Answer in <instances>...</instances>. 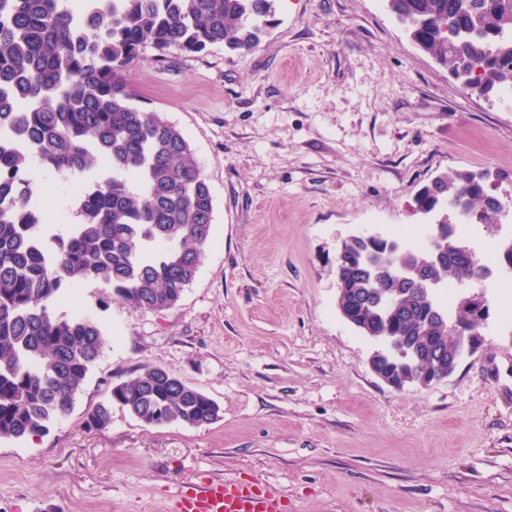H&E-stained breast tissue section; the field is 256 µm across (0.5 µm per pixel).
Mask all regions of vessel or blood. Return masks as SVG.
I'll list each match as a JSON object with an SVG mask.
<instances>
[{"instance_id":"obj_1","label":"vessel or blood","mask_w":512,"mask_h":512,"mask_svg":"<svg viewBox=\"0 0 512 512\" xmlns=\"http://www.w3.org/2000/svg\"><path fill=\"white\" fill-rule=\"evenodd\" d=\"M168 512H288V500L260 480L227 478L179 485L170 495Z\"/></svg>"}]
</instances>
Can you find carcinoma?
<instances>
[{"label":"carcinoma","instance_id":"carcinoma-1","mask_svg":"<svg viewBox=\"0 0 512 512\" xmlns=\"http://www.w3.org/2000/svg\"><path fill=\"white\" fill-rule=\"evenodd\" d=\"M276 0H0V439L39 436L64 416L105 345L99 324L58 315L63 289L84 281L138 309L173 307L194 281L211 239L213 199L182 132L145 111L127 73L150 44L165 55L218 45L254 50L275 25ZM409 39L462 87L490 97L512 87V0H384ZM93 180L76 196L80 221L50 232L34 170ZM487 171L442 173L415 195L426 242L352 236L337 257L341 300L383 355L381 374L413 383L481 333L470 275L480 264L464 234L481 224L492 258L512 276V236ZM468 219L469 224L460 222ZM455 286L451 304L440 289ZM117 404L147 426L198 427L219 417L202 390L142 367L87 413L104 429Z\"/></svg>","mask_w":512,"mask_h":512}]
</instances>
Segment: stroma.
Masks as SVG:
<instances>
[{"label":"stroma","mask_w":512,"mask_h":512,"mask_svg":"<svg viewBox=\"0 0 512 512\" xmlns=\"http://www.w3.org/2000/svg\"><path fill=\"white\" fill-rule=\"evenodd\" d=\"M275 19L251 53L148 47L128 73L195 152L211 240L170 309L100 308L92 281L63 292L56 313L95 318L106 344L67 415L0 440V512H167L175 485L224 478L267 482L290 512H512V282L477 285L480 352L400 391L336 308L349 236L414 241L433 177L512 172V111L467 94L382 0H277ZM143 366L204 391L220 418L154 427L116 406L86 428Z\"/></svg>","instance_id":"obj_1"}]
</instances>
